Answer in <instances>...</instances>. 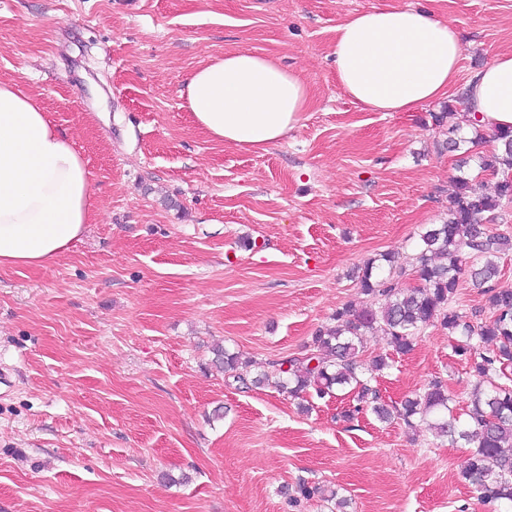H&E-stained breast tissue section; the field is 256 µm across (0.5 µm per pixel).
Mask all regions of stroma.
<instances>
[{"label":"stroma","mask_w":512,"mask_h":512,"mask_svg":"<svg viewBox=\"0 0 512 512\" xmlns=\"http://www.w3.org/2000/svg\"><path fill=\"white\" fill-rule=\"evenodd\" d=\"M383 5L458 31L460 84L512 52V0H0V80L73 140L96 212L51 266L0 271V512H291L282 488L302 481L349 512H512L460 482L464 444L210 365L221 344L271 370L338 308H378L356 275L383 254L411 284L420 234L495 149L449 151L458 88L413 112L343 93L336 28ZM241 49L309 88L263 151L211 139L179 98ZM435 379L466 405L473 377L438 326L377 386L392 404Z\"/></svg>","instance_id":"stroma-1"}]
</instances>
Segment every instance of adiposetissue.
Returning <instances> with one entry per match:
<instances>
[{
    "instance_id": "adipose-tissue-1",
    "label": "adipose tissue",
    "mask_w": 512,
    "mask_h": 512,
    "mask_svg": "<svg viewBox=\"0 0 512 512\" xmlns=\"http://www.w3.org/2000/svg\"><path fill=\"white\" fill-rule=\"evenodd\" d=\"M462 45L455 29L411 8H375L336 29V76L372 112H411L446 97ZM468 112L486 129L512 130V52L465 85ZM179 95L214 139L267 149L306 112L303 76L274 58L240 50L197 69ZM93 186L83 157L40 101L0 80V269L53 264L93 220Z\"/></svg>"
}]
</instances>
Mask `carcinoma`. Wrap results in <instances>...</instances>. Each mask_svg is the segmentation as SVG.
I'll return each instance as SVG.
<instances>
[{
    "label": "carcinoma",
    "instance_id": "obj_1",
    "mask_svg": "<svg viewBox=\"0 0 512 512\" xmlns=\"http://www.w3.org/2000/svg\"><path fill=\"white\" fill-rule=\"evenodd\" d=\"M468 128L473 138H450L448 144L458 149L462 143L481 138V120L469 119ZM495 138L501 147L479 157L477 174L456 179L444 222L420 235L415 257L417 284L404 288L396 280L377 279L369 263L359 276V288L366 295L381 297L380 312L356 311L350 305L337 309L336 325L317 330L305 354L285 359L273 371L251 379L247 378L249 361L238 352L215 349L212 362L245 389L271 384L294 397L313 392L319 398L349 389L357 404L344 410L348 419L369 412L383 422L399 420L411 430L421 423L435 437H445L452 444L462 441L471 449L461 480L485 501H512V385L493 380L512 367V288L499 286L494 261L512 248V237L486 228L497 220L502 202L512 201V131L497 133ZM485 176L495 179L490 194L477 186ZM465 270L486 296L491 316L485 321L474 322L451 306ZM436 325L448 330L454 354L469 364L476 378L463 419L454 412L453 399L439 380L398 405L382 403L371 381L390 366L392 357H362L366 330L381 332L392 352L399 355L410 352L418 336ZM286 495L293 508L315 497H329L335 500L336 512H347V499L318 484L299 483Z\"/></svg>",
    "mask_w": 512,
    "mask_h": 512
}]
</instances>
